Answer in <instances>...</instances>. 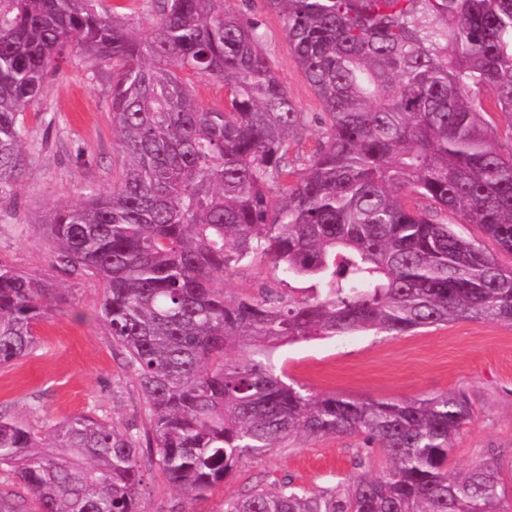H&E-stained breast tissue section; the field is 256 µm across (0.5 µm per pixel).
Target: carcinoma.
<instances>
[{
    "label": "carcinoma",
    "mask_w": 512,
    "mask_h": 512,
    "mask_svg": "<svg viewBox=\"0 0 512 512\" xmlns=\"http://www.w3.org/2000/svg\"><path fill=\"white\" fill-rule=\"evenodd\" d=\"M150 2L138 32L93 0H0V200L60 62L109 64L125 161L111 190L37 224L55 266L102 288L99 318L149 411L151 465L198 500L294 435L359 437L381 472L257 485L224 512H512V461L448 465L475 417L466 393L314 394L276 357L318 338L512 324V152L484 118L489 96L512 135V0H265L321 106L299 173L290 150L311 119L267 59L262 22L226 0ZM190 75L223 83L224 109L200 107ZM257 257L269 276L224 288ZM62 299L0 262L1 366L34 351ZM1 477L19 491L0 492V512H142L136 440L86 413L43 431L0 414Z\"/></svg>",
    "instance_id": "carcinoma-1"
}]
</instances>
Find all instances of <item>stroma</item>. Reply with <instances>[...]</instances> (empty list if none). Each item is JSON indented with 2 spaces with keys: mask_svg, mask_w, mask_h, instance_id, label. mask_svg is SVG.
<instances>
[{
  "mask_svg": "<svg viewBox=\"0 0 512 512\" xmlns=\"http://www.w3.org/2000/svg\"><path fill=\"white\" fill-rule=\"evenodd\" d=\"M231 8L264 24L265 52L299 111L320 106L288 48L280 17L263 0H228ZM107 67L80 55L61 62L40 100L28 108L32 154L7 200H0V260L17 270L50 277L68 300L39 328L38 348L0 367V414L33 427L95 411L143 438L147 409L125 358L101 322L102 290L92 279L69 276L51 262V244L33 221L59 203L110 189L124 155L112 132ZM291 380L316 393L355 399H394L466 392L473 421L458 436L454 470L494 457L512 460V326L459 319L407 336L314 339L280 348ZM360 439L295 437L261 461H243L202 500L180 499L158 470H149L143 512H222L226 499L257 484L289 480L305 489L355 476Z\"/></svg>",
  "mask_w": 512,
  "mask_h": 512,
  "instance_id": "stroma-1",
  "label": "stroma"
}]
</instances>
